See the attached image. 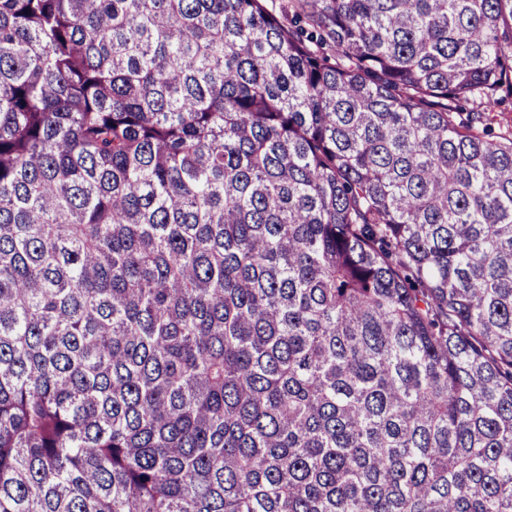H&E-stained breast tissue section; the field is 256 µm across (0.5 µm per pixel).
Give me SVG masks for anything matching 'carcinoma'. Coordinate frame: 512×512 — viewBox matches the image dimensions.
Listing matches in <instances>:
<instances>
[{
    "mask_svg": "<svg viewBox=\"0 0 512 512\" xmlns=\"http://www.w3.org/2000/svg\"><path fill=\"white\" fill-rule=\"evenodd\" d=\"M288 9L0 0V512H512V0Z\"/></svg>",
    "mask_w": 512,
    "mask_h": 512,
    "instance_id": "obj_1",
    "label": "carcinoma"
}]
</instances>
